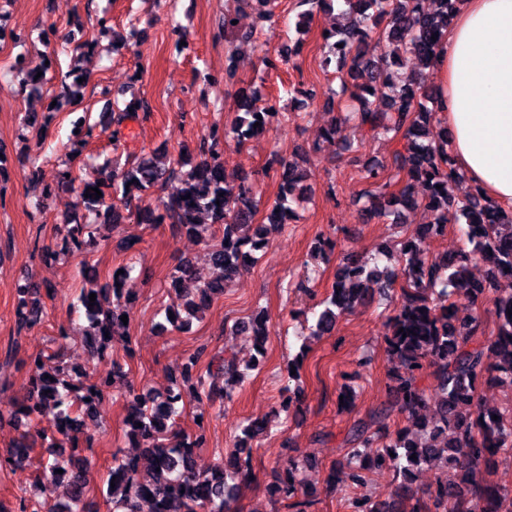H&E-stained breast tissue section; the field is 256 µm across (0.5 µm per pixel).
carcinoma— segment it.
<instances>
[{
  "instance_id": "carcinoma-1",
  "label": "carcinoma",
  "mask_w": 512,
  "mask_h": 512,
  "mask_svg": "<svg viewBox=\"0 0 512 512\" xmlns=\"http://www.w3.org/2000/svg\"><path fill=\"white\" fill-rule=\"evenodd\" d=\"M338 3L342 23L321 35L327 48L323 65H335L346 72L341 80V96L362 102L355 112V128L360 136L380 132L403 134L402 149L393 163L403 177L391 183L385 180V166L366 168V179L374 189L365 196L370 209L393 217L399 223L402 210L422 208L433 217L417 238L401 243L395 268L383 272L369 267L353 256H346L336 270L331 294L323 301L310 335L330 333L337 318L346 311L364 306L374 295L387 294L399 287L397 305L388 317L384 343L388 355L397 364L392 373L395 399L375 408L354 421L345 442L356 448L347 460L346 480L353 493V512H403L404 502L413 499L409 480L415 470L439 462L442 474L437 478L429 502L415 500L409 512H512V492L495 491L477 480L489 470L495 457L512 454V411L487 408L480 397L485 382L512 389V291L501 292L500 282H512V210H502L488 203L475 188L456 201L448 196V182L457 176L448 153V127L440 123V96L427 84L432 61L448 33L457 0H298L306 7L300 13L298 30L309 24L314 11L333 8ZM109 19H93L99 33L110 31ZM112 32V31H110ZM136 31L127 35L112 32L113 41L125 44ZM384 43L382 57H374L372 41ZM26 55H16L12 69L21 76L23 88L37 92L53 80L47 71L23 64ZM418 64L415 82L400 84L393 80V69L410 61ZM71 81H61L59 97L71 107L81 103L86 83L78 82L82 73L71 71ZM147 101L135 99L124 107L105 108L100 122L111 124L113 145L121 142V125L126 120L148 118ZM282 114L280 99L268 98L257 107L251 97L239 98L234 120L229 125H214L201 138L196 156L187 153L164 159L156 153H139L122 167L112 166L108 179L96 183H78L62 171L54 184L42 187L40 205L68 190L75 194L76 206L94 214L103 224H173L187 235L202 241L208 250L209 264L218 271L203 277L195 263L183 259L170 276V287L177 303L162 307L156 329L165 333L181 330L189 320L198 318L214 299L224 295L225 286L254 263L257 254L268 245L270 230L282 229L294 216L293 205L300 199L307 171L286 156L278 159V192L269 207L268 223L253 225L258 212L254 182L247 176H229L224 169V144L241 147L262 135ZM260 126H255V123ZM439 124L440 135L429 138V126ZM347 118L332 123L325 135L338 138L343 147L352 141L345 134ZM178 180L180 187L168 197L151 199V189ZM424 185L417 196L413 183ZM98 188L102 197L85 196L89 188ZM450 224H464L470 247L448 255H431L427 239L442 233ZM222 229L218 240L211 235L213 226ZM95 238L94 225L62 220L60 244L39 249L40 259L51 264L64 254L81 253ZM492 264L485 279L469 276V267L477 259ZM133 266L123 267L118 277L101 284L98 278L83 275L77 298L87 325L81 328L89 358L111 360L112 372L95 384L86 386L80 372L63 361L69 331L59 329L58 348L51 358L58 364L48 370L31 363L36 370L29 377L24 392L13 399L9 408L0 410V420L9 418L42 432L41 439H51L45 449L43 474L35 487L40 499L25 497L13 507L0 500V512H97L94 490L87 480L89 452L93 436L87 432L98 423V404L127 371L113 358L112 339L124 335L126 325L120 316L129 314L132 296L123 282ZM18 328L41 325L47 312L42 288L29 278L15 288ZM96 294L89 306L90 294ZM492 297L496 327L487 333L479 316L456 319L453 309L463 298L476 303ZM231 331H244L253 337L254 349L263 355L271 336L270 320L258 313L235 323ZM205 356L201 349L181 365L184 378L197 373L189 397L199 404L224 398L239 382L240 370L219 354L210 356L206 369L199 370ZM432 369L436 393L430 395L417 382V372ZM125 409V436L137 456L113 455L106 481L107 497L115 512H229L236 490V480L248 470L251 447L244 440L234 444V451L207 470L195 466V449L205 445L200 431L190 438L177 428L184 408V391L144 392L132 385L120 394ZM405 415L407 426L389 437L388 421L392 412ZM498 419H492V416ZM54 428L48 436L42 424ZM36 440L24 432L8 453L13 467H20L34 450ZM284 478L274 491L292 499L303 490L300 471L315 466L311 459L287 457L277 461ZM386 468L400 480L397 501L391 510L377 507L367 489L364 471ZM63 473H57V470Z\"/></svg>"
}]
</instances>
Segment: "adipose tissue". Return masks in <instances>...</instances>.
Masks as SVG:
<instances>
[{
  "mask_svg": "<svg viewBox=\"0 0 512 512\" xmlns=\"http://www.w3.org/2000/svg\"><path fill=\"white\" fill-rule=\"evenodd\" d=\"M448 150L469 183L512 206V0H463L435 64Z\"/></svg>",
  "mask_w": 512,
  "mask_h": 512,
  "instance_id": "obj_1",
  "label": "adipose tissue"
}]
</instances>
